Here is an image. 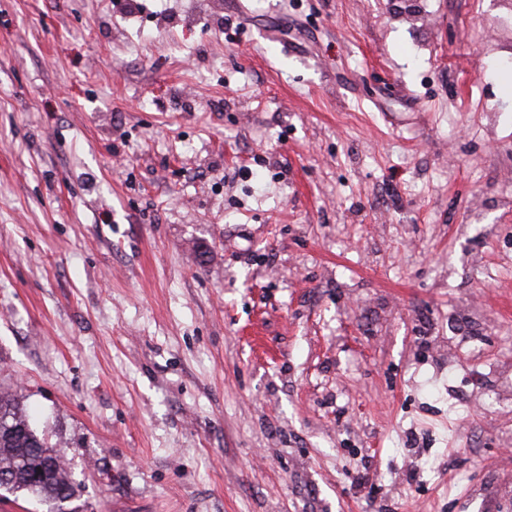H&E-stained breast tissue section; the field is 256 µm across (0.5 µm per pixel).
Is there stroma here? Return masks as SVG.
I'll return each mask as SVG.
<instances>
[{
    "mask_svg": "<svg viewBox=\"0 0 512 512\" xmlns=\"http://www.w3.org/2000/svg\"><path fill=\"white\" fill-rule=\"evenodd\" d=\"M0 0V389L72 512H512L503 0Z\"/></svg>",
    "mask_w": 512,
    "mask_h": 512,
    "instance_id": "1",
    "label": "stroma"
}]
</instances>
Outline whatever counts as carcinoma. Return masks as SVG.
<instances>
[{
	"label": "carcinoma",
	"instance_id": "obj_1",
	"mask_svg": "<svg viewBox=\"0 0 512 512\" xmlns=\"http://www.w3.org/2000/svg\"><path fill=\"white\" fill-rule=\"evenodd\" d=\"M62 455L31 427L20 396L0 392V475L11 482H0V489L29 495L45 503L58 504L74 495L68 469L60 464Z\"/></svg>",
	"mask_w": 512,
	"mask_h": 512
}]
</instances>
